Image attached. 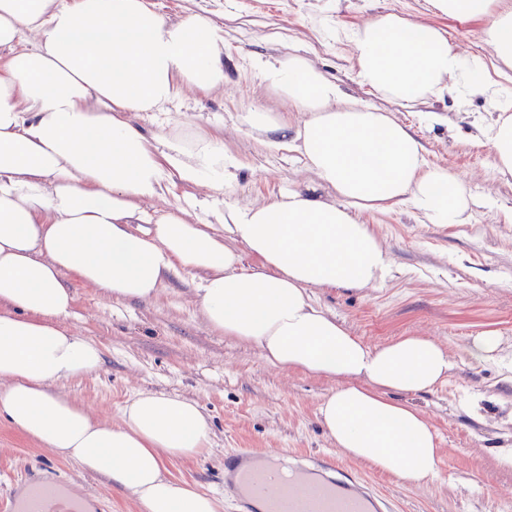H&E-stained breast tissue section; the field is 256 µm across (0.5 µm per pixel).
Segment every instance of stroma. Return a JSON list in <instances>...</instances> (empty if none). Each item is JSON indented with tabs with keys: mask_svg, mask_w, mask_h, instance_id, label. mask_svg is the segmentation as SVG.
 Listing matches in <instances>:
<instances>
[{
	"mask_svg": "<svg viewBox=\"0 0 512 512\" xmlns=\"http://www.w3.org/2000/svg\"><path fill=\"white\" fill-rule=\"evenodd\" d=\"M158 12L177 16L201 10L224 29V89L207 96L186 92L167 114L140 113L149 135L182 124L205 132L224 129V148L240 163L238 179L224 190L225 203L253 205L279 193L315 187L316 178L296 151H273L241 122L249 112L276 113L284 106L265 89L248 62L257 55L305 52L361 105L395 113L422 142L429 165L459 175L478 199L471 223L448 227L421 223L408 206L363 212L384 242L388 276L364 290L312 289L315 301L365 345L376 348L403 336L443 345L453 360L448 377L410 401L428 418L440 448L438 472L422 486L405 485L347 456L327 438L318 408L337 381L280 370L250 345L213 333L196 305L199 273L170 280L150 302L111 301L76 287L69 324L97 342L101 369L64 381L59 390L115 423L139 392L197 401L211 438L209 453L167 462L170 476L213 496L218 512H239L224 489V462L240 449L275 452L283 459L333 458L359 473L388 499L390 512H512V470L495 464L512 448V176L502 177L489 144L473 140L471 118L488 116L481 96L431 100L401 107L362 86L347 40L328 39L327 28L346 31L375 15L395 12L443 30L466 54H481V23H460L429 10L426 0H153ZM486 331L499 338L479 362L468 355ZM57 478L96 500L100 512H140L103 476L53 457L0 418V502L21 483Z\"/></svg>",
	"mask_w": 512,
	"mask_h": 512,
	"instance_id": "1",
	"label": "stroma"
}]
</instances>
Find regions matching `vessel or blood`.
<instances>
[{
    "label": "vessel or blood",
    "instance_id": "obj_1",
    "mask_svg": "<svg viewBox=\"0 0 512 512\" xmlns=\"http://www.w3.org/2000/svg\"><path fill=\"white\" fill-rule=\"evenodd\" d=\"M224 469V485L243 507L260 493L266 500L265 512H384L386 508L375 489L330 460L283 463L268 457L257 465L251 454L239 452L226 460ZM62 489L55 481L30 480L23 494L9 499L6 512H83L59 503Z\"/></svg>",
    "mask_w": 512,
    "mask_h": 512
}]
</instances>
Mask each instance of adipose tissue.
<instances>
[{
    "label": "adipose tissue",
    "instance_id": "obj_1",
    "mask_svg": "<svg viewBox=\"0 0 512 512\" xmlns=\"http://www.w3.org/2000/svg\"><path fill=\"white\" fill-rule=\"evenodd\" d=\"M431 4L482 21L488 56L386 12L348 36L356 76L404 104L485 97L497 116L477 135L512 175V99L488 73L492 62L512 68V0ZM251 65L289 109L249 113L248 124L270 133L268 148L298 151L331 196L291 190L226 204L239 164L222 129L149 136L136 123L186 88L223 89L224 32L212 18H172L152 0H0V417L104 475L142 512H217L165 468L207 453L208 426L200 405L178 395L138 393L110 424L55 392L103 362L68 324L78 285L149 302L170 279L201 273L196 305L213 332L257 345L271 366L337 381L318 410L336 447L406 485L438 470L436 436L403 397L444 380L447 350L421 336L369 348L311 291L369 288L388 275L384 246L356 212L407 202L423 223L454 226L470 223L476 201L457 174L428 165L393 113L350 100L299 51ZM180 186L203 190L196 211L167 207Z\"/></svg>",
    "mask_w": 512,
    "mask_h": 512
}]
</instances>
